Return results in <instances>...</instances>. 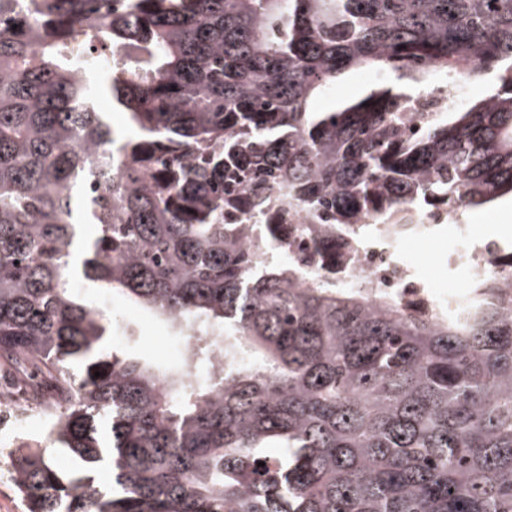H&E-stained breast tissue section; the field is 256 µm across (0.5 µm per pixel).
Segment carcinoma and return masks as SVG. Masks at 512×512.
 Segmentation results:
<instances>
[{
  "mask_svg": "<svg viewBox=\"0 0 512 512\" xmlns=\"http://www.w3.org/2000/svg\"><path fill=\"white\" fill-rule=\"evenodd\" d=\"M16 2L0 0V360L64 395L44 442L9 452L27 512H512V313L370 301L336 286L327 246L303 287L310 249L288 253L275 215L334 232L512 194V0H27L22 20ZM94 51L130 136L96 109ZM359 67L394 82L313 111ZM459 70L492 92L415 111ZM79 279L189 355L162 372L113 347Z\"/></svg>",
  "mask_w": 512,
  "mask_h": 512,
  "instance_id": "1",
  "label": "carcinoma"
}]
</instances>
